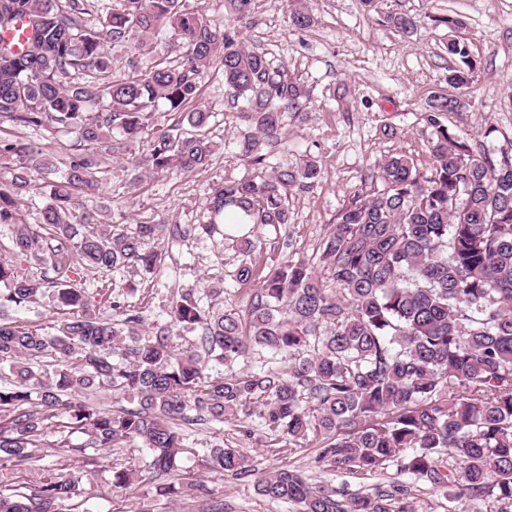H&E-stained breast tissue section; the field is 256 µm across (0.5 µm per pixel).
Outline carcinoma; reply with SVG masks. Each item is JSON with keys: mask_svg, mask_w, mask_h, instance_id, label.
<instances>
[{"mask_svg": "<svg viewBox=\"0 0 512 512\" xmlns=\"http://www.w3.org/2000/svg\"><path fill=\"white\" fill-rule=\"evenodd\" d=\"M256 0H225L224 27L186 0H117L86 17L104 0H0L9 29L23 21L26 42L0 55V125L37 131L50 126L71 136V151L58 168L55 157L23 136L0 129V224L16 226L11 253L49 267L35 277L0 262V282L10 285L0 302L39 303L47 290L60 311L53 332L23 322L0 321V471L32 462L34 448L86 455L137 440L148 463L112 471L108 482L127 490L144 473L159 481V494L176 490L171 479L188 452L180 424L221 423L241 413L267 430L288 436L297 449L320 441L316 462L363 476L389 466L415 485H430L450 503L484 502L512 512V153L476 150L457 128L441 122L459 116L472 101L438 93L424 120L430 128L429 173L404 154L386 157L371 179L380 187L357 192L342 206L320 246L318 275L309 260H285L260 277L240 263L234 279L257 285L246 314L222 308L224 276L209 280L203 295L182 292L170 325L147 338L139 309L118 301L113 314L92 308L78 287L90 273L116 268L153 273L170 247L197 232L232 237L245 253L262 242L257 229L289 221L288 195L318 186L321 166L305 159L278 168L270 159L281 146L288 115L310 107L299 80L273 67L266 54L246 47L240 29L252 23ZM381 0H360L396 31L410 35L417 18ZM292 26L305 30L314 17L304 0H287ZM448 27V86L477 82L480 66ZM180 51L176 63L159 57L145 73L112 78L106 43L136 53L154 51L161 29ZM216 62L224 83L241 103L244 129L237 155L257 170L226 178L207 204L203 224H99L82 196L102 188L115 155L144 138L150 153L131 158L139 172L208 168L216 147L208 130L214 113L199 106L203 70ZM75 71L84 81L68 85ZM178 114L170 126L153 121L159 104ZM51 177L39 223L25 216L35 207L32 174ZM198 331L180 349L172 327ZM263 349L288 355L285 370L262 367L230 376L206 373L212 360L227 365ZM110 388L129 406L103 411L78 396ZM55 428L56 442L46 439ZM86 436L74 445L71 436ZM448 465H438L440 454ZM214 473H244L246 456L216 444L203 451ZM258 495L292 504L297 512H415L408 490L346 497L314 485L297 470L255 472ZM200 512H224L210 490L192 484ZM81 477L55 464L36 469L20 491L0 488V512H72L83 504Z\"/></svg>", "mask_w": 512, "mask_h": 512, "instance_id": "obj_1", "label": "carcinoma"}]
</instances>
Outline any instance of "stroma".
I'll return each mask as SVG.
<instances>
[{
  "label": "stroma",
  "instance_id": "obj_1",
  "mask_svg": "<svg viewBox=\"0 0 512 512\" xmlns=\"http://www.w3.org/2000/svg\"><path fill=\"white\" fill-rule=\"evenodd\" d=\"M387 5L415 15L416 33L395 31L364 11L358 0H310L314 24L299 32L289 22L286 0H257L253 22L242 32L245 45L301 78L311 100L307 117L289 118L275 162L293 167L310 155L319 161L322 177L315 190L291 191L289 222L266 228L261 249L248 254L223 250L225 309L245 312L254 294L252 287L232 280L239 263L251 262L264 273L291 256L316 257L338 210L354 192L370 191V176L387 156L404 154L420 171L429 170V131L421 116L430 96L447 91L448 69L454 64L445 50L448 30L435 24V17L449 14L462 21L461 33L481 71L472 92L473 112L450 117V124L458 126L473 147L512 149V0H388ZM200 102L214 114L211 136L221 145L207 169L151 174L133 187L130 172L117 162L103 187L86 196V209L107 224L197 223L217 183L249 173L234 149L223 145L239 133L242 123L216 65L204 70ZM216 250L213 241L195 234L173 247L158 274L144 277L116 269L88 276L82 286L92 293L110 285L113 299L140 308L143 328L150 331L168 322L173 293L202 288L214 274ZM184 431L191 447L207 448L220 439L240 449L259 471L291 465L311 482L332 485L348 497L371 494L400 480L392 468L370 477L328 470L315 463L314 448L289 453L287 437L241 415L225 417L217 426L190 424ZM34 454L43 464L57 462L80 473L85 512H137L143 501L152 512H195L193 500L183 491L160 496L148 482L129 490L110 488L104 477L126 466L129 448L98 452L92 461L72 454L56 457L48 448L35 449ZM182 473L190 481L206 483L215 499L223 501L225 512H294L291 504L258 495L253 476L208 472L193 455L185 456Z\"/></svg>",
  "mask_w": 512,
  "mask_h": 512
}]
</instances>
